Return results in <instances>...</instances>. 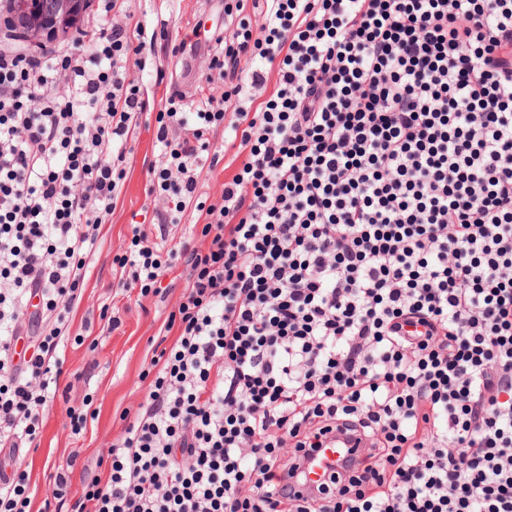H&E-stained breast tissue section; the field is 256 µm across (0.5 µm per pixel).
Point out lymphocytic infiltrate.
Here are the masks:
<instances>
[{"instance_id": "1", "label": "lymphocytic infiltrate", "mask_w": 512, "mask_h": 512, "mask_svg": "<svg viewBox=\"0 0 512 512\" xmlns=\"http://www.w3.org/2000/svg\"><path fill=\"white\" fill-rule=\"evenodd\" d=\"M89 40L0 43V450L40 445L86 270L155 115L149 193L204 218L134 225L123 288L185 281L144 402L72 512H512V0H226L195 111L131 74L143 32L100 0ZM261 16L260 27L251 19ZM241 157L200 200L209 133ZM36 342L15 363L13 342ZM344 424L369 448L288 488ZM22 462L0 512H30ZM181 221L177 226H171L169 224V236L167 241L164 243L165 249L172 248L178 243L181 236H188L189 225L196 224L198 218V212L194 210V207H188L182 214Z\"/></svg>"}]
</instances>
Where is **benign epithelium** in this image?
I'll return each mask as SVG.
<instances>
[{"label":"benign epithelium","instance_id":"benign-epithelium-1","mask_svg":"<svg viewBox=\"0 0 512 512\" xmlns=\"http://www.w3.org/2000/svg\"><path fill=\"white\" fill-rule=\"evenodd\" d=\"M59 10L46 8V0H11L7 18H0V30L23 35L32 45L40 46L59 37L74 38L82 32L80 17L89 0H58Z\"/></svg>","mask_w":512,"mask_h":512}]
</instances>
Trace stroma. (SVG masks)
<instances>
[{
    "mask_svg": "<svg viewBox=\"0 0 512 512\" xmlns=\"http://www.w3.org/2000/svg\"><path fill=\"white\" fill-rule=\"evenodd\" d=\"M129 10L151 35L160 20H168L171 37L153 38L144 53L147 67L138 78L155 97L172 93L183 95L185 102L197 100L200 93H215V85L205 84L201 68L185 71L173 53V38L224 26V0H131ZM156 130L138 125L125 143L127 178L122 186L112 221L101 228L100 247L89 267L84 296L70 314L71 331L89 332L83 344L68 343L63 351L65 368L80 374L69 394H57L45 415L39 447L24 456L31 480L39 493L32 512H44L53 484L51 474L65 465L70 452L79 457L70 475V497L78 499L85 482L102 474L101 464L108 457L112 443L121 435L124 410L136 409L146 394L141 373L152 354L150 340L156 336L169 313L175 310L183 289L181 266H174L161 280V294L137 299L135 292L119 283L112 260L122 254L130 241L135 224H160L148 197L147 168L156 159ZM119 317L116 327H109L110 317ZM92 393L97 411L82 436L72 437L66 412L80 408L83 393Z\"/></svg>",
    "mask_w": 512,
    "mask_h": 512,
    "instance_id": "1",
    "label": "stroma"
}]
</instances>
